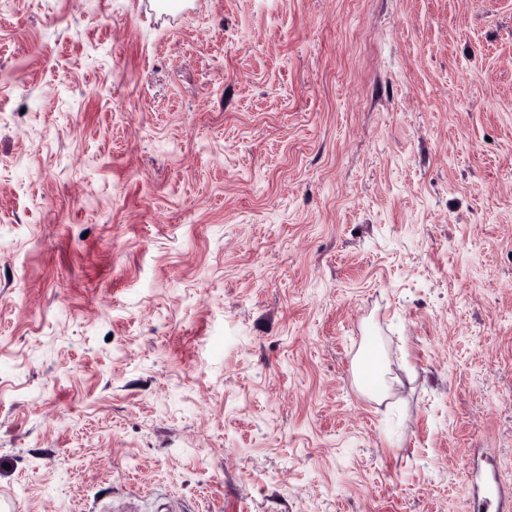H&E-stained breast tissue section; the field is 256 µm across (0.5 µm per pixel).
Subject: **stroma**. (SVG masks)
<instances>
[{"label": "stroma", "instance_id": "obj_1", "mask_svg": "<svg viewBox=\"0 0 512 512\" xmlns=\"http://www.w3.org/2000/svg\"><path fill=\"white\" fill-rule=\"evenodd\" d=\"M477 464L512 0H0V512H475ZM385 367L382 356L376 347L363 349L357 359V378L362 386H382L381 395L387 393L388 387L385 383Z\"/></svg>", "mask_w": 512, "mask_h": 512}]
</instances>
